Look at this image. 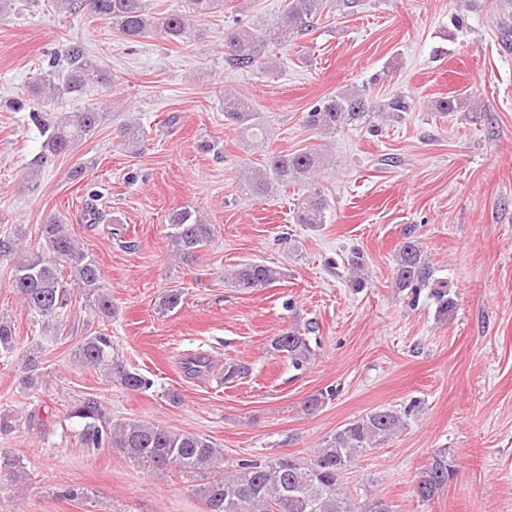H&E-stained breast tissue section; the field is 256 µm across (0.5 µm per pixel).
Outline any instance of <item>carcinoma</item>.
Here are the masks:
<instances>
[{
    "label": "carcinoma",
    "mask_w": 512,
    "mask_h": 512,
    "mask_svg": "<svg viewBox=\"0 0 512 512\" xmlns=\"http://www.w3.org/2000/svg\"><path fill=\"white\" fill-rule=\"evenodd\" d=\"M335 0H285L278 20L265 30L243 26L224 32V61L236 70L269 65L270 48L303 36L314 20L333 7ZM224 0H183V10L151 13L144 0H57L56 7L72 15H89L112 23V28L126 40L134 41L155 34L171 44L190 39L188 18L214 13ZM66 67L46 73L31 87V101L12 100L5 107L28 111V118L44 137L40 153L30 162L29 171L39 172L54 158L69 154L74 145L89 136L106 120L107 113L97 109L63 112L45 117L40 107L64 97L82 94L92 85H107L108 76L90 59L79 42L65 50ZM372 100L367 89L348 88L318 102L304 117L307 127L323 134L356 130L365 122ZM411 104L399 94L386 98L380 111L400 116ZM224 121L260 141L265 134V119L248 98L241 94H224ZM325 155L314 150L273 153L260 169L249 175L250 191L264 196L276 186L296 182H313L315 173L325 165ZM101 194L87 187L85 216L90 224L105 221L97 207ZM329 203L317 187L301 200L294 214L297 224L316 228L327 223ZM167 237L179 259L188 261L205 249L214 237V225L196 210L177 208L166 217ZM23 230L0 238V257L12 262L13 286L22 302L47 321H56L71 300V286L82 292L86 301L103 316H112V299L105 292L98 262L70 232L68 225L50 216L39 227L40 250L19 252ZM69 273H64V270ZM281 279V272L259 262L243 263L225 275V281L243 292L266 288ZM394 287L412 295L430 289L441 316L453 314L456 303L447 280L435 277L420 242L406 233L396 247ZM185 291H166L158 303L159 312L167 314L184 303ZM271 349L284 355L293 367L308 363L312 350L303 329L291 326L270 342ZM78 362L83 366L104 368L113 380L134 392L152 388L153 381L132 370L112 355V335L95 331L85 337L78 348ZM212 359L205 353L187 358L184 369L198 375L210 369ZM40 369V355L31 352L22 358L20 383L35 386ZM248 368L235 361L224 362V383L243 378ZM70 417L84 421L81 443L85 448L113 446L129 459L156 469L173 467L181 473L204 476L207 482L199 489L207 512H390L377 498H367L356 505L344 493L341 478L351 464L366 450L374 448L404 427V416L386 408L369 412L349 422L326 437L322 446L309 458L291 453L275 457L244 460L231 471H222L223 453L207 435L173 431L168 428L130 419L112 423L102 402L89 395L70 409ZM456 473L455 464L442 451L418 477V499L432 500Z\"/></svg>",
    "instance_id": "cac0c4a2"
}]
</instances>
